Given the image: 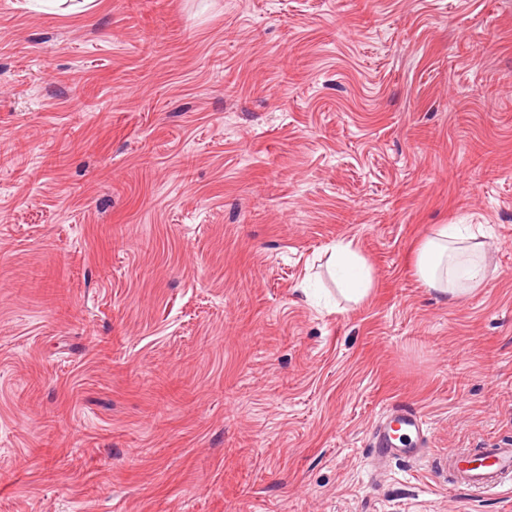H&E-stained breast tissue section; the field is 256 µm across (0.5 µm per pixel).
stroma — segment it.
Segmentation results:
<instances>
[{
	"mask_svg": "<svg viewBox=\"0 0 512 512\" xmlns=\"http://www.w3.org/2000/svg\"><path fill=\"white\" fill-rule=\"evenodd\" d=\"M394 403L425 462L373 465ZM499 447L512 0H0V512H512L439 462ZM488 250L473 224H440L419 246L416 272L423 286L459 302L481 288L488 275ZM330 263L336 273L340 274L343 288L341 293L355 302L368 295L370 290V273L363 259L351 248V243L339 242L334 246Z\"/></svg>",
	"mask_w": 512,
	"mask_h": 512,
	"instance_id": "stroma-1",
	"label": "stroma"
}]
</instances>
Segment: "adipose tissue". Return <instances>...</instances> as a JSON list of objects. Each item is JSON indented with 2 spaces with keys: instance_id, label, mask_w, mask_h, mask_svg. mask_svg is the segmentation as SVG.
Wrapping results in <instances>:
<instances>
[{
  "instance_id": "ef3b65f1",
  "label": "adipose tissue",
  "mask_w": 512,
  "mask_h": 512,
  "mask_svg": "<svg viewBox=\"0 0 512 512\" xmlns=\"http://www.w3.org/2000/svg\"><path fill=\"white\" fill-rule=\"evenodd\" d=\"M488 250L472 225L442 224L419 246L416 272L423 286L448 302H458L483 286L488 275ZM330 263L340 275L342 293L358 301L368 295L370 273L350 244L337 243Z\"/></svg>"
}]
</instances>
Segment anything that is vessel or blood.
<instances>
[{"label": "vessel or blood", "mask_w": 512, "mask_h": 512, "mask_svg": "<svg viewBox=\"0 0 512 512\" xmlns=\"http://www.w3.org/2000/svg\"><path fill=\"white\" fill-rule=\"evenodd\" d=\"M428 423L416 409L396 405L384 408L372 433V458L385 463L397 459H420L425 455ZM487 464L466 467L462 454L448 452V476L452 482L478 493H488L512 480V448H492Z\"/></svg>", "instance_id": "1"}]
</instances>
